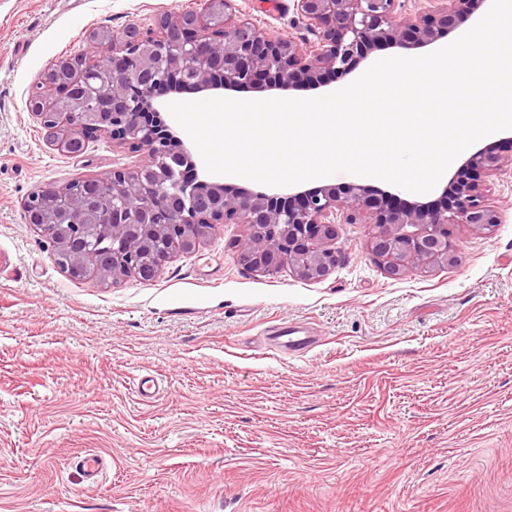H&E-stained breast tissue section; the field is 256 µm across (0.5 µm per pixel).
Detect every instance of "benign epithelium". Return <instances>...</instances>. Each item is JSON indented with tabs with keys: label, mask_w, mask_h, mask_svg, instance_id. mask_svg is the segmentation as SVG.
<instances>
[{
	"label": "benign epithelium",
	"mask_w": 512,
	"mask_h": 512,
	"mask_svg": "<svg viewBox=\"0 0 512 512\" xmlns=\"http://www.w3.org/2000/svg\"><path fill=\"white\" fill-rule=\"evenodd\" d=\"M308 36L299 43L271 33L246 17L236 0H198V8L164 13L147 29L132 27L121 38L52 60L43 81L63 72L51 96L33 95L29 110L56 130L58 146L82 153L99 135L145 155L134 171L83 180L68 188L47 187L22 203L26 223L55 246L75 255L66 267L85 275L81 236L84 216L93 212L108 229L112 246L96 263L112 282L135 275L156 277L170 256L132 267L135 252L157 248L177 232L191 253L221 224H244L237 259L247 268L273 273L291 267L310 280L336 266L338 224H374L371 251L392 276L455 262L451 226L481 234L501 223L489 202L492 180L512 171V136L474 151L443 187L434 204L408 203L389 191L349 183L287 194H267L190 179L195 166L189 148L150 119L153 100L177 89L206 92L253 87L263 90L318 89L352 74L379 47L423 48L457 29L486 0H292ZM174 187L162 189L170 180Z\"/></svg>",
	"instance_id": "1"
}]
</instances>
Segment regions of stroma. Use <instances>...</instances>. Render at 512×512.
I'll list each match as a JSON object with an SVG mask.
<instances>
[{
  "label": "stroma",
  "instance_id": "stroma-1",
  "mask_svg": "<svg viewBox=\"0 0 512 512\" xmlns=\"http://www.w3.org/2000/svg\"><path fill=\"white\" fill-rule=\"evenodd\" d=\"M290 2L238 0L298 38ZM194 7L0 0V512H512V174L490 196L500 224L455 226L452 265L398 278L372 224L339 225L320 280L247 269L245 226L224 224L152 281L112 284L71 277L25 223L31 192L143 160L105 136L58 150L27 107L47 63L100 25ZM284 323L313 347L281 353L267 330Z\"/></svg>",
  "mask_w": 512,
  "mask_h": 512
}]
</instances>
